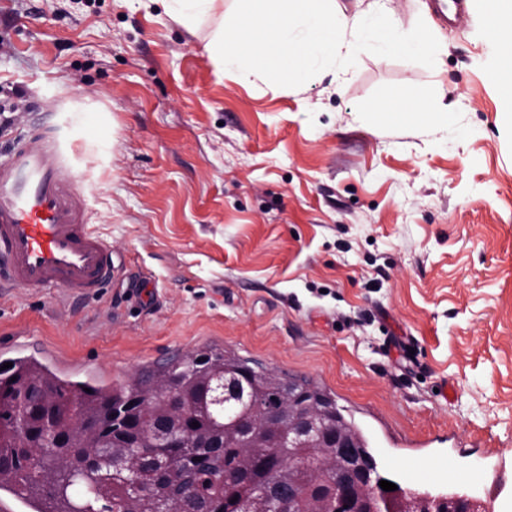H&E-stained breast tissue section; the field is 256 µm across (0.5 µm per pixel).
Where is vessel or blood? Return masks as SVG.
I'll return each instance as SVG.
<instances>
[{"mask_svg":"<svg viewBox=\"0 0 512 512\" xmlns=\"http://www.w3.org/2000/svg\"><path fill=\"white\" fill-rule=\"evenodd\" d=\"M80 148L75 139L43 135L0 161V287L91 296L111 281L112 248L83 205Z\"/></svg>","mask_w":512,"mask_h":512,"instance_id":"b4317fda","label":"vessel or blood"}]
</instances>
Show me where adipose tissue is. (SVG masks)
<instances>
[{"instance_id": "obj_1", "label": "adipose tissue", "mask_w": 512, "mask_h": 512, "mask_svg": "<svg viewBox=\"0 0 512 512\" xmlns=\"http://www.w3.org/2000/svg\"><path fill=\"white\" fill-rule=\"evenodd\" d=\"M188 31L213 17L221 0H160ZM285 50L307 73L330 69L356 51L401 52L412 44L381 5L346 12L337 0H244L238 15L219 20L205 49L224 70L248 76L266 69L267 47Z\"/></svg>"}]
</instances>
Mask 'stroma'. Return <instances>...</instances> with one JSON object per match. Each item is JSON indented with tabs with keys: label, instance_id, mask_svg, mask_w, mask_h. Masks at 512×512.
Wrapping results in <instances>:
<instances>
[{
	"label": "stroma",
	"instance_id": "1",
	"mask_svg": "<svg viewBox=\"0 0 512 512\" xmlns=\"http://www.w3.org/2000/svg\"><path fill=\"white\" fill-rule=\"evenodd\" d=\"M438 3L386 0L415 55L244 78L157 0H0V91L35 103L0 158L70 125L121 264L89 298L0 296V360L109 387L216 347L327 392L404 491L447 495L453 458L512 512V99L485 0Z\"/></svg>",
	"mask_w": 512,
	"mask_h": 512
}]
</instances>
